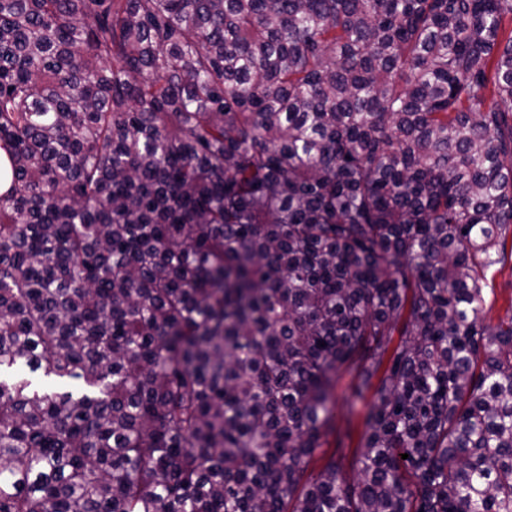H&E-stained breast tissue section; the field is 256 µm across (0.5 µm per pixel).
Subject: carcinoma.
Returning <instances> with one entry per match:
<instances>
[{
	"label": "carcinoma",
	"mask_w": 512,
	"mask_h": 512,
	"mask_svg": "<svg viewBox=\"0 0 512 512\" xmlns=\"http://www.w3.org/2000/svg\"><path fill=\"white\" fill-rule=\"evenodd\" d=\"M0 149V512H512V0H0ZM512 278V271L506 266L502 271L494 274V284L496 292V302L493 304L492 310L487 314L491 318V323H496L499 316H504L505 309L508 306V292L504 289L508 281ZM351 376L344 375L336 386L338 403L336 405V433L330 436V448L334 447V440L341 441L345 446L354 448L364 429V419L368 404L372 401V392L365 394V399L357 401L355 407L350 409L346 405V397L350 394Z\"/></svg>",
	"instance_id": "1"
}]
</instances>
